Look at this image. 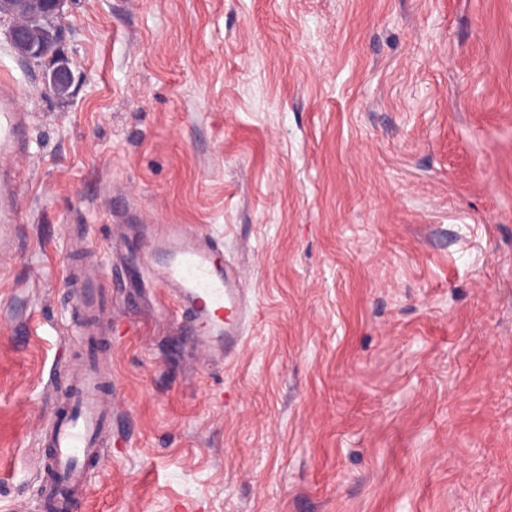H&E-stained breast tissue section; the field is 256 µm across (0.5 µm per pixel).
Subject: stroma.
<instances>
[{"label": "stroma", "mask_w": 512, "mask_h": 512, "mask_svg": "<svg viewBox=\"0 0 512 512\" xmlns=\"http://www.w3.org/2000/svg\"><path fill=\"white\" fill-rule=\"evenodd\" d=\"M0 252V512H42L67 265L112 294V454L74 512H512V0H69ZM220 235L255 307L199 365L128 224Z\"/></svg>", "instance_id": "1"}]
</instances>
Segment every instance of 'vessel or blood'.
<instances>
[{"instance_id":"vessel-or-blood-1","label":"vessel or blood","mask_w":512,"mask_h":512,"mask_svg":"<svg viewBox=\"0 0 512 512\" xmlns=\"http://www.w3.org/2000/svg\"><path fill=\"white\" fill-rule=\"evenodd\" d=\"M17 88L14 77L0 76L1 250L18 239L20 163L30 148V118L17 103ZM140 230L149 250L138 267L121 268V287L138 288L154 281L167 295L162 314L175 323L188 322L203 363L235 360L253 312L241 269L225 259L222 241L183 224H144ZM72 313L79 321L72 338L83 349V369L58 401L45 437L51 450V475L43 482L42 497L50 512H71V503L89 490L90 460L108 453L102 442L107 416L100 366L89 342L94 312L79 304Z\"/></svg>"}]
</instances>
